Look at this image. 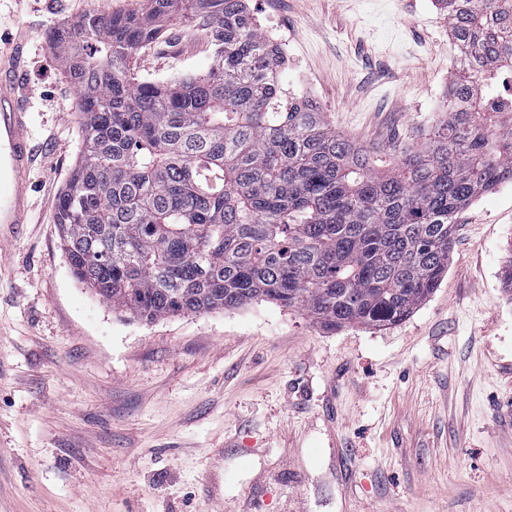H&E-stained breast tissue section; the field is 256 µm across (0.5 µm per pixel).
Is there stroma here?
I'll list each match as a JSON object with an SVG mask.
<instances>
[{
	"label": "stroma",
	"mask_w": 512,
	"mask_h": 512,
	"mask_svg": "<svg viewBox=\"0 0 512 512\" xmlns=\"http://www.w3.org/2000/svg\"><path fill=\"white\" fill-rule=\"evenodd\" d=\"M143 0H0L24 29L35 208L0 241V512H512V182L457 216L448 274L405 320L298 310L130 319L73 275L55 215L81 144L47 36ZM281 81L368 150L419 148L459 56L433 0H249ZM142 78L204 73L180 19ZM222 457H215V450Z\"/></svg>",
	"instance_id": "stroma-1"
}]
</instances>
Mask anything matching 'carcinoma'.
Returning a JSON list of instances; mask_svg holds the SVG:
<instances>
[{"label": "carcinoma", "instance_id": "obj_1", "mask_svg": "<svg viewBox=\"0 0 512 512\" xmlns=\"http://www.w3.org/2000/svg\"><path fill=\"white\" fill-rule=\"evenodd\" d=\"M436 2L464 66L429 146L382 169L287 97L247 0H147L52 30L82 119L56 213L75 277L144 321L255 301L327 331L409 317L448 274L459 212L512 181V0ZM175 16L204 23L214 65L140 79L137 52Z\"/></svg>", "mask_w": 512, "mask_h": 512}]
</instances>
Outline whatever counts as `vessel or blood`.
<instances>
[{
	"mask_svg": "<svg viewBox=\"0 0 512 512\" xmlns=\"http://www.w3.org/2000/svg\"><path fill=\"white\" fill-rule=\"evenodd\" d=\"M26 32L0 44V229L26 223L32 209L29 171L36 150L29 128L23 66Z\"/></svg>",
	"mask_w": 512,
	"mask_h": 512,
	"instance_id": "1",
	"label": "vessel or blood"
}]
</instances>
